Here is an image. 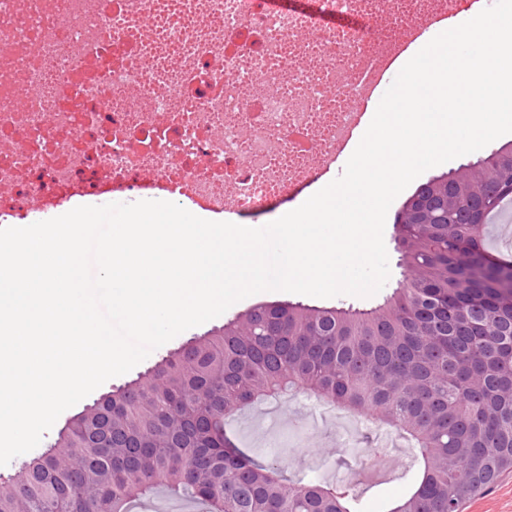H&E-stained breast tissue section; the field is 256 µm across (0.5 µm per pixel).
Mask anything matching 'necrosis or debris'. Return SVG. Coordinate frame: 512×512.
Listing matches in <instances>:
<instances>
[{"instance_id":"obj_1","label":"necrosis or debris","mask_w":512,"mask_h":512,"mask_svg":"<svg viewBox=\"0 0 512 512\" xmlns=\"http://www.w3.org/2000/svg\"><path fill=\"white\" fill-rule=\"evenodd\" d=\"M469 0H0V223L110 191L220 221L319 179Z\"/></svg>"}]
</instances>
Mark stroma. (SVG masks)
<instances>
[{
  "label": "stroma",
  "mask_w": 512,
  "mask_h": 512,
  "mask_svg": "<svg viewBox=\"0 0 512 512\" xmlns=\"http://www.w3.org/2000/svg\"><path fill=\"white\" fill-rule=\"evenodd\" d=\"M487 154V149L483 148L479 152L428 169L417 177L415 186L407 187L396 197L388 210L384 229L390 278L382 294L391 293L401 278L394 240V223L404 203L414 194L416 185L424 184L435 176L476 161L478 157ZM346 162V155H337L327 178L299 183L288 196L269 200L256 210L230 215V222L261 227L280 218L309 198L314 191L326 186L328 178L340 176ZM382 294L370 297L340 295L329 298L328 303L338 307L353 305L368 309L380 302ZM223 323V318L217 317L182 332L154 350L133 370L109 379L101 385V392H108L112 387L135 379L161 357L176 351L191 338L221 327ZM246 415L254 419L261 438L259 442H252L242 434L236 419L230 418L226 421V428L236 445L259 460L281 459L284 471L290 478L349 486L359 512H387L390 502L403 494L415 477L412 450L406 444L386 449L378 471L360 472L362 457L372 455L378 444L380 428L365 421L354 428L346 427L345 413L306 395L301 394L293 399L277 402L266 400L248 409Z\"/></svg>",
  "instance_id": "1"
}]
</instances>
